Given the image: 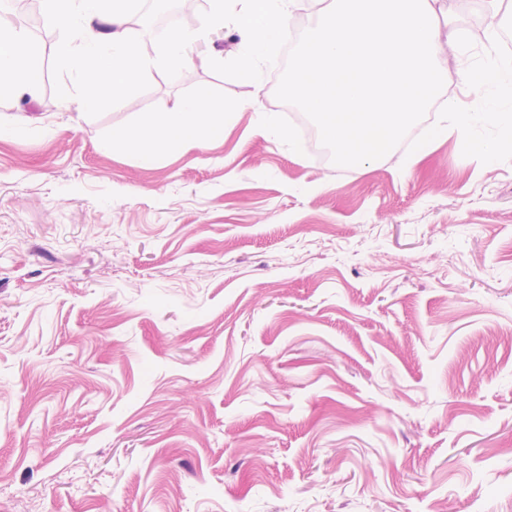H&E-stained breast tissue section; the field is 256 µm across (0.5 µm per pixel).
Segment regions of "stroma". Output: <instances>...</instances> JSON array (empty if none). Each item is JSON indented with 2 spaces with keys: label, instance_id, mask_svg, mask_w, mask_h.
<instances>
[{
  "label": "stroma",
  "instance_id": "stroma-1",
  "mask_svg": "<svg viewBox=\"0 0 512 512\" xmlns=\"http://www.w3.org/2000/svg\"><path fill=\"white\" fill-rule=\"evenodd\" d=\"M0 97V512H512V160L363 167L258 130L236 37L81 108L58 29ZM206 95L224 139L114 128Z\"/></svg>",
  "mask_w": 512,
  "mask_h": 512
}]
</instances>
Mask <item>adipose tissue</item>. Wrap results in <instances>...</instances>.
I'll return each instance as SVG.
<instances>
[{
    "label": "adipose tissue",
    "mask_w": 512,
    "mask_h": 512,
    "mask_svg": "<svg viewBox=\"0 0 512 512\" xmlns=\"http://www.w3.org/2000/svg\"><path fill=\"white\" fill-rule=\"evenodd\" d=\"M47 23L80 35L63 39L58 56L75 63L79 103L93 109L105 96L123 97L156 62L181 66L212 29L232 27L239 39L238 65L246 72L273 63L276 49L291 37L287 21L303 0H208V9L196 26L173 30L158 57L145 54L151 34L128 27L133 0H41ZM42 73L37 50L26 33L8 17L0 16V95H34ZM235 105L205 96L181 99L164 113L143 119L135 127L113 129L106 146L149 157L159 147H201L223 140L227 119Z\"/></svg>",
    "instance_id": "ef3b65f1"
}]
</instances>
